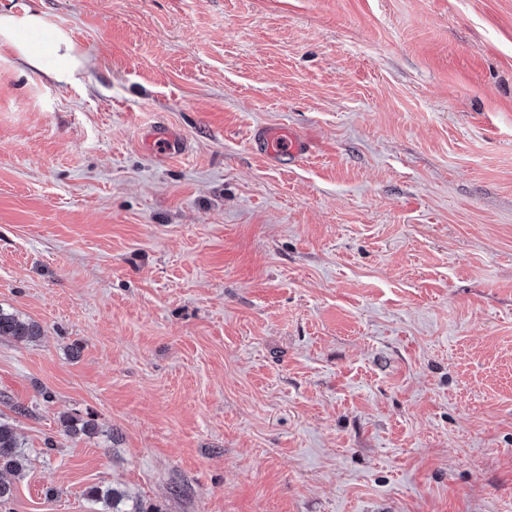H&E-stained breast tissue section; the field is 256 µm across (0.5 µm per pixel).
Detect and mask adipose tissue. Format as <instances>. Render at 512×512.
Wrapping results in <instances>:
<instances>
[{"label": "adipose tissue", "instance_id": "ef3b65f1", "mask_svg": "<svg viewBox=\"0 0 512 512\" xmlns=\"http://www.w3.org/2000/svg\"><path fill=\"white\" fill-rule=\"evenodd\" d=\"M0 44L11 47L31 68L60 83L76 82L85 59L72 39L37 12L0 13Z\"/></svg>", "mask_w": 512, "mask_h": 512}]
</instances>
